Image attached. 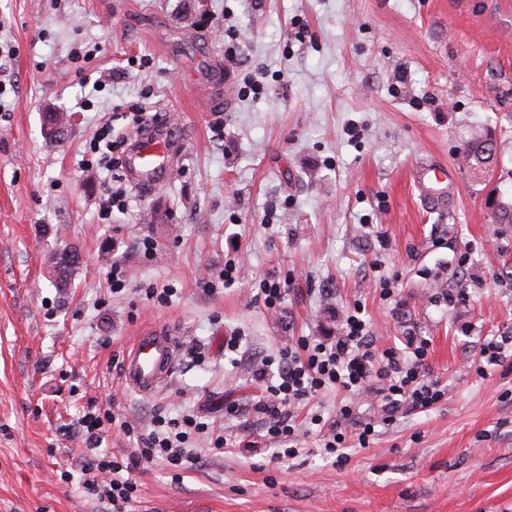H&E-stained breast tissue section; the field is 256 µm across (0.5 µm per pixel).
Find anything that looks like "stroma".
<instances>
[{
    "instance_id": "1",
    "label": "stroma",
    "mask_w": 512,
    "mask_h": 512,
    "mask_svg": "<svg viewBox=\"0 0 512 512\" xmlns=\"http://www.w3.org/2000/svg\"><path fill=\"white\" fill-rule=\"evenodd\" d=\"M7 50L0 512H102L82 439L59 433L89 400L142 432L162 411L228 440L192 434L179 480L136 468V512H512V371L474 370L484 338L512 332V224L494 220L512 205V0H0ZM55 111L73 125L51 142ZM150 123L179 157L145 196L92 148ZM476 130L497 142L481 180L462 158ZM427 159L451 173L439 205L414 187ZM110 184L125 203L106 216ZM67 245L81 258L63 287L50 258ZM270 281L288 284L271 309ZM459 288L464 304L432 299ZM357 306L379 347L430 339L444 400L336 463L312 420L347 398L321 392L298 410L299 454L271 461L256 365L333 339ZM149 325L180 349L144 396L120 365Z\"/></svg>"
}]
</instances>
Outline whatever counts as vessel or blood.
<instances>
[{
  "instance_id": "1",
  "label": "vessel or blood",
  "mask_w": 512,
  "mask_h": 512,
  "mask_svg": "<svg viewBox=\"0 0 512 512\" xmlns=\"http://www.w3.org/2000/svg\"><path fill=\"white\" fill-rule=\"evenodd\" d=\"M171 155V145L161 134L140 132L133 137L125 157V171L140 193H152L164 184L171 170ZM447 179L444 168L418 170L415 182L422 200L429 204L437 201ZM178 349V342L168 329H144L123 356V382L142 393L158 391L172 375Z\"/></svg>"
}]
</instances>
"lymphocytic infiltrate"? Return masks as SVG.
<instances>
[{
  "instance_id": "1",
  "label": "lymphocytic infiltrate",
  "mask_w": 512,
  "mask_h": 512,
  "mask_svg": "<svg viewBox=\"0 0 512 512\" xmlns=\"http://www.w3.org/2000/svg\"><path fill=\"white\" fill-rule=\"evenodd\" d=\"M429 352V340L412 335L405 349L378 348L365 320L355 312L346 314L341 332L331 342L314 344L302 336L289 343L280 351L277 370L263 363L255 371L256 378L267 384V398L257 403L256 411L266 421L268 438L280 443L275 457L293 456L287 443L296 437L295 410L330 387L352 395L370 393L377 399L378 423L367 422L358 429L357 441L363 448L374 436L376 424L388 426L410 413L432 409L444 391L427 370ZM112 421L111 414L93 401L86 403L78 420L86 445L84 487L111 512H126L137 498L138 485L128 476L133 465L161 458L180 471L189 469L196 460L185 445L186 430L194 425L192 419L158 416L154 430L141 438L140 448L128 462L100 448Z\"/></svg>"
}]
</instances>
